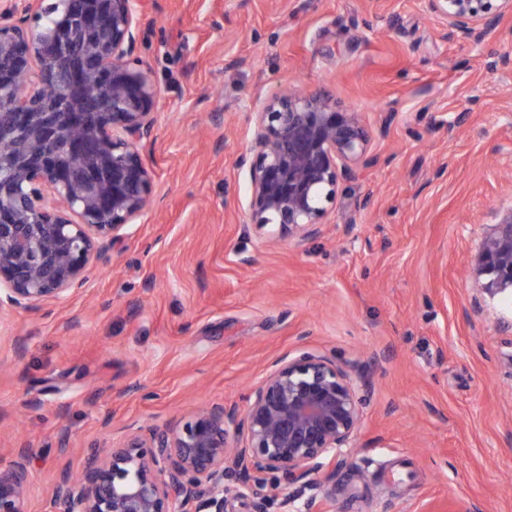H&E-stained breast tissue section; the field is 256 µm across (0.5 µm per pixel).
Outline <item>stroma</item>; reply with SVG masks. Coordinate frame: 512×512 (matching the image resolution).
I'll return each instance as SVG.
<instances>
[{
  "label": "stroma",
  "mask_w": 512,
  "mask_h": 512,
  "mask_svg": "<svg viewBox=\"0 0 512 512\" xmlns=\"http://www.w3.org/2000/svg\"><path fill=\"white\" fill-rule=\"evenodd\" d=\"M512 20L449 38L426 0H145L155 202L66 301L0 316V463L26 512L88 446L244 405L282 352L356 365L336 512H512V304L473 268L512 206ZM369 120L320 237L252 228V114L290 88ZM29 454L19 450L7 467L0 465V512H25Z\"/></svg>",
  "instance_id": "1"
}]
</instances>
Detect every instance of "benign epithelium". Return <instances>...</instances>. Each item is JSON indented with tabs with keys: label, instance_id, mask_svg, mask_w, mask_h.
<instances>
[{
	"label": "benign epithelium",
	"instance_id": "7a95c632",
	"mask_svg": "<svg viewBox=\"0 0 512 512\" xmlns=\"http://www.w3.org/2000/svg\"><path fill=\"white\" fill-rule=\"evenodd\" d=\"M24 0L0 9V314L68 297L97 250L153 201L139 147L157 91L133 55L143 0ZM450 37L482 40L512 0H428ZM361 113L325 93L273 95L254 113L252 217L272 238L319 236L340 178L364 159ZM484 289L512 286V207L476 263ZM360 386L325 354L274 361L242 408L209 404L144 424L52 488L59 512H315L324 471L354 447ZM29 454L0 466V512H25Z\"/></svg>",
	"mask_w": 512,
	"mask_h": 512
}]
</instances>
